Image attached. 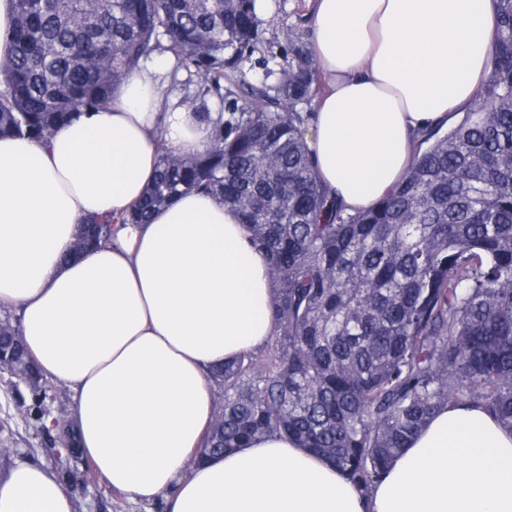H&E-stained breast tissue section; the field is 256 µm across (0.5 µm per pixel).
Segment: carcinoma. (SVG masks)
<instances>
[{"instance_id":"carcinoma-1","label":"carcinoma","mask_w":512,"mask_h":512,"mask_svg":"<svg viewBox=\"0 0 512 512\" xmlns=\"http://www.w3.org/2000/svg\"><path fill=\"white\" fill-rule=\"evenodd\" d=\"M11 2L0 137L48 139L154 54L199 78L189 112L210 148L160 142L127 221L190 190L236 210L268 260L275 323L270 348L212 372L224 404L200 458L286 435L368 490L447 405L476 403L512 430V0H495L487 74L461 120L424 134L395 191L354 214L312 166L297 106L323 82L307 44L290 41L261 83L243 76L266 49L261 0ZM112 225L87 219L76 236L92 248ZM30 384L37 421L50 381L33 364Z\"/></svg>"}]
</instances>
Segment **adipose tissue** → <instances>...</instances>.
Segmentation results:
<instances>
[{"label": "adipose tissue", "mask_w": 512, "mask_h": 512, "mask_svg": "<svg viewBox=\"0 0 512 512\" xmlns=\"http://www.w3.org/2000/svg\"><path fill=\"white\" fill-rule=\"evenodd\" d=\"M493 0H316L313 54L328 81L309 147L347 212L375 205L423 132L448 124L486 73ZM162 68L131 72L106 106L48 142L0 138V308L74 403V447L132 502L168 512H512V431L482 407L436 413L371 490L283 436L197 463L214 420L212 367L274 334L266 258L236 211L179 195L151 223L122 218L156 175L158 143L205 151L209 131L163 106ZM111 243L71 257L88 216ZM56 475L0 458V512H74Z\"/></svg>", "instance_id": "adipose-tissue-1"}]
</instances>
